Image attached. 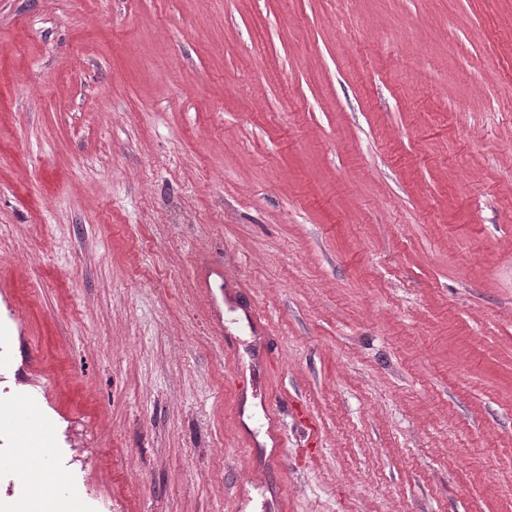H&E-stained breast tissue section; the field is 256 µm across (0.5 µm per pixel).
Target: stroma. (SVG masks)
Returning a JSON list of instances; mask_svg holds the SVG:
<instances>
[{"instance_id":"obj_1","label":"stroma","mask_w":512,"mask_h":512,"mask_svg":"<svg viewBox=\"0 0 512 512\" xmlns=\"http://www.w3.org/2000/svg\"><path fill=\"white\" fill-rule=\"evenodd\" d=\"M0 347L65 512H512V0H0Z\"/></svg>"}]
</instances>
